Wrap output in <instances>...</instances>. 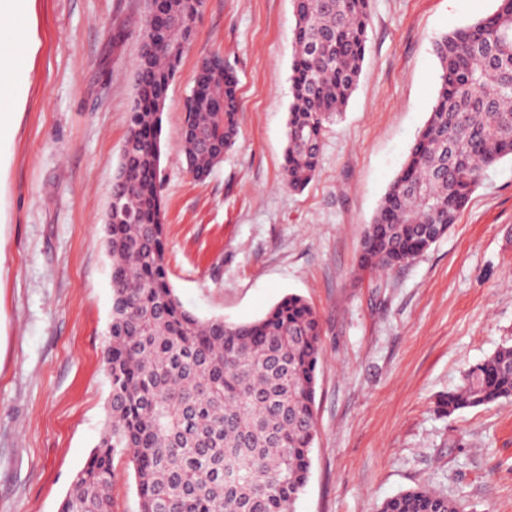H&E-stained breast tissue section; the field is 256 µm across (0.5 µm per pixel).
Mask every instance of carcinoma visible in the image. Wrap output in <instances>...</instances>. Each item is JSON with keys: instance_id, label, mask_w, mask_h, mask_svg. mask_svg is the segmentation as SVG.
I'll return each mask as SVG.
<instances>
[{"instance_id": "cac0c4a2", "label": "carcinoma", "mask_w": 512, "mask_h": 512, "mask_svg": "<svg viewBox=\"0 0 512 512\" xmlns=\"http://www.w3.org/2000/svg\"><path fill=\"white\" fill-rule=\"evenodd\" d=\"M202 0H162L143 31L197 23ZM294 60L283 180L301 190L315 177L326 124L355 91L366 52L371 0H294ZM186 46L143 51L137 95L112 185L123 210L107 213L112 320L104 350L110 394L98 444L59 512H115L112 463L125 450L140 512H294L310 470L321 326L290 294L246 323L201 319L168 274L160 131L168 89ZM437 94L424 128L364 231L358 268L415 259L447 234L481 173L512 159V0L434 41ZM183 153L200 180L238 136L239 88L217 56L201 60L185 103ZM512 400V345L502 346L441 396L451 416ZM379 512H462L420 487Z\"/></svg>"}]
</instances>
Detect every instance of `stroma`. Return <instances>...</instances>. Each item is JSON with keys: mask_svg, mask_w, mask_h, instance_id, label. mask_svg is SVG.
Instances as JSON below:
<instances>
[{"mask_svg": "<svg viewBox=\"0 0 512 512\" xmlns=\"http://www.w3.org/2000/svg\"><path fill=\"white\" fill-rule=\"evenodd\" d=\"M495 7L372 0L357 88L295 192L282 180L293 2L204 0L162 118L169 278L205 319L249 322L291 293L317 313V433L296 512H378L419 486L464 512H512V402L438 409L466 369L512 344V161L483 171L427 252L357 271L363 232L433 105L434 39ZM146 12L147 0H0V512H58L107 420L104 219ZM212 54L238 77L240 135L198 182L182 107ZM112 495L116 512H139L124 451Z\"/></svg>", "mask_w": 512, "mask_h": 512, "instance_id": "1", "label": "stroma"}]
</instances>
